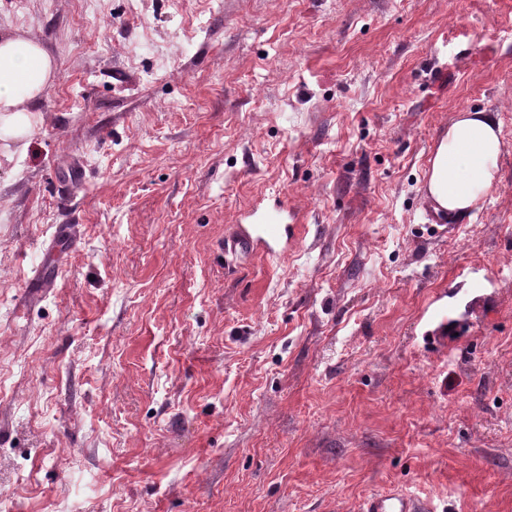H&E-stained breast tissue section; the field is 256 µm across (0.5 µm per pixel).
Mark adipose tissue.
<instances>
[{
  "instance_id": "obj_1",
  "label": "adipose tissue",
  "mask_w": 512,
  "mask_h": 512,
  "mask_svg": "<svg viewBox=\"0 0 512 512\" xmlns=\"http://www.w3.org/2000/svg\"><path fill=\"white\" fill-rule=\"evenodd\" d=\"M58 66L28 32L0 31V157L25 155L41 123L36 107L57 78ZM503 141L490 112H457L429 161L425 193L438 213L477 209L493 185Z\"/></svg>"
}]
</instances>
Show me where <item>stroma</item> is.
I'll use <instances>...</instances> for the list:
<instances>
[{"mask_svg":"<svg viewBox=\"0 0 512 512\" xmlns=\"http://www.w3.org/2000/svg\"><path fill=\"white\" fill-rule=\"evenodd\" d=\"M0 28L59 67L0 165V508L512 512V0H0ZM464 109L496 180L436 224ZM240 224L282 255L224 254ZM503 141L493 112H457L429 161L425 193L437 213H468L493 185ZM364 512H437L430 502L414 498L404 491L375 495L365 503Z\"/></svg>","mask_w":512,"mask_h":512,"instance_id":"1","label":"stroma"}]
</instances>
